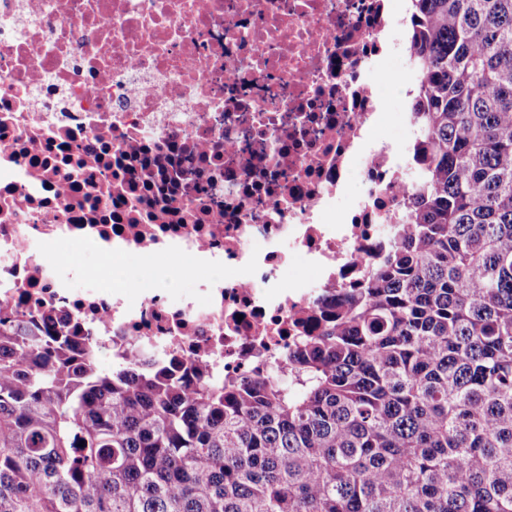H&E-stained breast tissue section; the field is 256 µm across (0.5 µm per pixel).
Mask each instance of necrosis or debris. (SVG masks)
<instances>
[{
  "instance_id": "1",
  "label": "necrosis or debris",
  "mask_w": 512,
  "mask_h": 512,
  "mask_svg": "<svg viewBox=\"0 0 512 512\" xmlns=\"http://www.w3.org/2000/svg\"><path fill=\"white\" fill-rule=\"evenodd\" d=\"M397 2L0 0V310L115 363L287 367L408 197L415 142L375 136ZM86 243L206 276L134 294Z\"/></svg>"
}]
</instances>
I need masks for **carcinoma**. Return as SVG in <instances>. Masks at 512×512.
<instances>
[{
    "instance_id": "cac0c4a2",
    "label": "carcinoma",
    "mask_w": 512,
    "mask_h": 512,
    "mask_svg": "<svg viewBox=\"0 0 512 512\" xmlns=\"http://www.w3.org/2000/svg\"><path fill=\"white\" fill-rule=\"evenodd\" d=\"M411 2L385 258L265 381L1 316L0 512H512V0Z\"/></svg>"
}]
</instances>
